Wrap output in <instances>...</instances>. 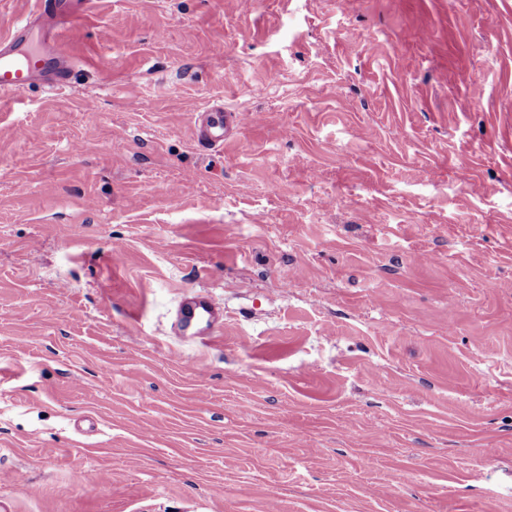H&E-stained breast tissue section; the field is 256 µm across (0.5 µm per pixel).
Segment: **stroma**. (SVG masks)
Instances as JSON below:
<instances>
[{
  "mask_svg": "<svg viewBox=\"0 0 512 512\" xmlns=\"http://www.w3.org/2000/svg\"><path fill=\"white\" fill-rule=\"evenodd\" d=\"M80 28L0 97V512H512V0ZM242 114L224 108V103L212 104L194 116V130L197 141L211 149H223L240 130ZM181 313L187 329H197L193 336H205L204 331L222 323L224 311L205 294H197L181 302Z\"/></svg>",
  "mask_w": 512,
  "mask_h": 512,
  "instance_id": "1",
  "label": "stroma"
}]
</instances>
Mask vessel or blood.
Returning <instances> with one entry per match:
<instances>
[{
	"instance_id": "1",
	"label": "vessel or blood",
	"mask_w": 512,
	"mask_h": 512,
	"mask_svg": "<svg viewBox=\"0 0 512 512\" xmlns=\"http://www.w3.org/2000/svg\"><path fill=\"white\" fill-rule=\"evenodd\" d=\"M92 0H36L35 9L0 36V94L9 95L41 83L47 90L67 88L74 58L60 39L77 40L78 20ZM241 113L212 104L194 116L198 142L211 149L223 148L240 130ZM186 327L203 332L222 323L224 311L204 294L182 300Z\"/></svg>"
}]
</instances>
